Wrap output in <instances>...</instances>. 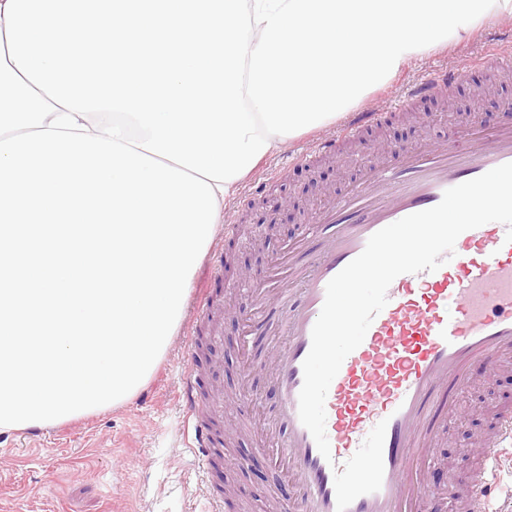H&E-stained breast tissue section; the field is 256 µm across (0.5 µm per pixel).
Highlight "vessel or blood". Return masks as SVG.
<instances>
[{
    "label": "vessel or blood",
    "mask_w": 512,
    "mask_h": 512,
    "mask_svg": "<svg viewBox=\"0 0 512 512\" xmlns=\"http://www.w3.org/2000/svg\"><path fill=\"white\" fill-rule=\"evenodd\" d=\"M512 70V54L491 53L453 69L430 71L408 90L399 111L419 108L478 73ZM384 113L358 112L335 137L318 136L295 154L298 163L333 154L341 139L377 126ZM512 162V127L492 132L461 126L443 141L377 158L344 191L326 202L303 236L282 258V270L267 285L244 282L256 308L289 305L282 335L269 341L267 380L278 403V425L268 449L282 469L297 477L295 512H337L334 471L358 450L378 422H386L384 476L377 492L355 499L347 512H428L422 492L436 466V446L452 430L453 410L444 396L470 387L512 365V243L499 222L463 232L455 254L437 271L398 276L387 306L363 343L344 360L326 398L330 457H323L299 419L302 364L327 283L365 248L378 230L436 206L446 189ZM199 377L186 365L180 383L182 435L201 467H208L212 431L201 419ZM512 447V408H503L495 432L470 453L479 470L449 472L448 499L462 498L464 512H490L496 485L491 476Z\"/></svg>",
    "instance_id": "1"
}]
</instances>
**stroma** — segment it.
Masks as SVG:
<instances>
[{"instance_id":"1","label":"stroma","mask_w":512,"mask_h":512,"mask_svg":"<svg viewBox=\"0 0 512 512\" xmlns=\"http://www.w3.org/2000/svg\"><path fill=\"white\" fill-rule=\"evenodd\" d=\"M509 27L512 16L488 19L463 41L411 60L385 85V92L398 97L431 69L484 56L489 50L487 36ZM504 85L512 86V75L493 76L489 96L474 97L467 85L456 89L453 100L472 107V118L480 125L512 124V113L495 96ZM429 111L427 126L399 115L375 127L372 135L356 137L352 154L344 161L333 155L307 166L286 165L287 156L305 148L310 135L288 139L242 179L237 196L225 201V211L235 212L253 233L228 237L216 231L211 245L228 253L232 266L217 277L209 257H202L188 293L192 300L209 293L214 308L221 311L220 324L197 362L209 367V382L224 395V415L215 424L224 434V466L202 475L183 444L178 390L186 353L184 335L178 331L152 376L127 401L88 417L0 433V512H211L217 500L223 512H275L276 504L292 502V483L283 481L246 428L251 415L265 424L274 418L276 399L268 392L262 366L268 360L267 339L282 329L288 310L279 304L270 306L264 322L253 330L249 353L240 355V285L244 276L264 274L285 243L303 231L325 201L323 188L339 192L356 174L358 160L376 158V144H386L392 151L408 149L421 137L454 131L457 112L444 111L439 100L430 103ZM271 169L281 171L282 177L267 195L269 200L281 199V206L272 208L269 201L240 206L239 193L263 182ZM245 385L260 396L259 406L240 403ZM505 402L512 404V374L459 394L455 430L437 448V455L456 462L465 448L490 430L493 411ZM234 458L246 459V466L229 468Z\"/></svg>"}]
</instances>
